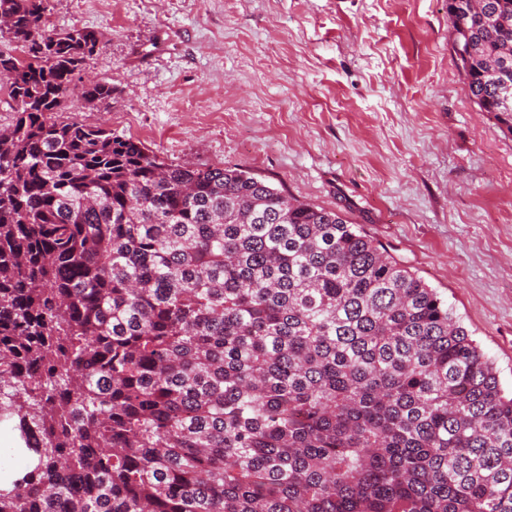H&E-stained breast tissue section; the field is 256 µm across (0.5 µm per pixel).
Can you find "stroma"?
Masks as SVG:
<instances>
[{"mask_svg": "<svg viewBox=\"0 0 512 512\" xmlns=\"http://www.w3.org/2000/svg\"><path fill=\"white\" fill-rule=\"evenodd\" d=\"M95 30L63 119L339 211L447 300L512 391V134L469 96L448 0H49ZM111 85L86 108V77Z\"/></svg>", "mask_w": 512, "mask_h": 512, "instance_id": "35a3bbf8", "label": "stroma"}]
</instances>
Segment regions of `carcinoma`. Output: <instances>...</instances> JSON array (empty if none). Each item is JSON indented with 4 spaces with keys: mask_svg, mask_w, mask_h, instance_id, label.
<instances>
[{
    "mask_svg": "<svg viewBox=\"0 0 512 512\" xmlns=\"http://www.w3.org/2000/svg\"><path fill=\"white\" fill-rule=\"evenodd\" d=\"M0 0V512H512V395L436 289L240 168L59 120L96 32ZM512 133V0H448ZM82 100H112L90 81Z\"/></svg>",
    "mask_w": 512,
    "mask_h": 512,
    "instance_id": "carcinoma-1",
    "label": "carcinoma"
}]
</instances>
